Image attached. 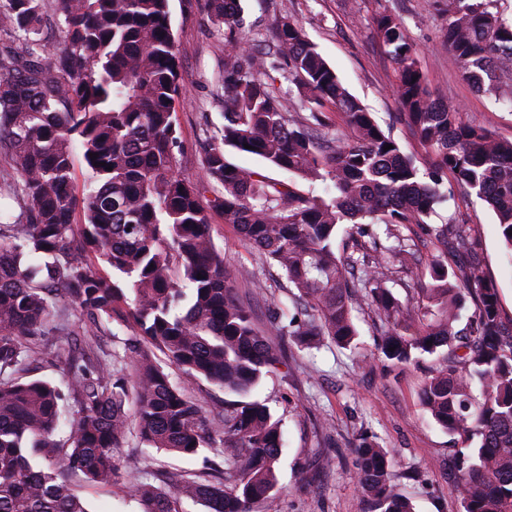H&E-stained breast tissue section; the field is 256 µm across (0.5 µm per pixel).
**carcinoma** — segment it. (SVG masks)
I'll list each match as a JSON object with an SVG mask.
<instances>
[{
	"mask_svg": "<svg viewBox=\"0 0 512 512\" xmlns=\"http://www.w3.org/2000/svg\"><path fill=\"white\" fill-rule=\"evenodd\" d=\"M55 2L50 14L44 0H0V155L7 162L0 196L14 203L0 209V512H88L65 471L92 485L121 480L115 453L128 434L130 401L144 447L202 459L198 469L163 472L169 491L146 479L130 484L141 512H180L184 499L204 501L208 512H274L283 433L255 394L281 363L271 337L304 348L324 338L356 345L359 292L382 328L379 360L441 359L420 400L461 443L453 470L462 512H512V326L470 227L428 223L449 175L495 212L512 259V140L431 97L394 14L373 24L397 70L394 99L428 158L423 168L348 92L299 23L283 18L259 51L236 35L241 0H206L228 29L226 108L199 160L204 178L191 183L177 174L175 102L183 88L169 0ZM501 2L448 0L446 40L466 80L512 103V16ZM52 22L65 39L46 65ZM278 73L297 82L307 113H291L280 100ZM330 105L342 111L351 141L326 132ZM228 148L291 179L234 165ZM78 153L87 172L80 196L73 190ZM213 181L222 190L208 208L277 267L280 287L299 308L275 314L269 337L236 296L234 273L210 236L202 197ZM301 181L325 184V195L301 189ZM344 224L376 231L338 254ZM408 224L443 256L426 267L429 281L416 302L399 300L388 286L420 268L419 250L403 235ZM450 253L465 259L452 279L443 263ZM467 297L475 307L462 327ZM60 303L97 328L112 326L114 338L128 327L135 332L91 367L81 340L71 338L63 388L23 379L27 340L45 334ZM157 350L187 381L236 396L213 415L214 431L202 427L205 402L184 393L157 363ZM120 359L131 363L134 382L117 367ZM67 400L76 407L71 418ZM356 467L366 512H414L386 449L363 439Z\"/></svg>",
	"mask_w": 512,
	"mask_h": 512,
	"instance_id": "cac0c4a2",
	"label": "carcinoma"
}]
</instances>
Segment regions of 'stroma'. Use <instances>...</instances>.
<instances>
[{
	"mask_svg": "<svg viewBox=\"0 0 512 512\" xmlns=\"http://www.w3.org/2000/svg\"><path fill=\"white\" fill-rule=\"evenodd\" d=\"M169 8L183 86L175 105L179 174L195 182L202 175L198 157L223 122L228 30L210 16L205 0H170ZM242 8L239 36L256 48L263 47L281 18L301 23L349 92L369 107L379 125L391 129L404 152L419 159V140L393 97L395 66L372 24L377 14L399 15L417 49L432 97L496 136L512 139V106L473 88L448 52V0H243ZM430 221L473 227L475 249L498 289L502 317L511 321L512 264L504 257L495 214L458 189ZM208 222L225 265L237 275L240 299L256 327L268 331L273 309L284 300L276 286V270L233 233L222 214L209 212ZM354 316L360 333L356 346L340 348L326 340L308 349L283 343L284 364L262 380L260 396L281 420L284 433L277 512H365L355 454L364 438L393 455L395 470L403 476L402 490L415 512H460L448 470L455 443L432 423L419 397L430 362L395 370L384 367L377 359L380 328L366 299L358 300ZM29 345L36 353L31 376L61 382L69 353L66 337L50 333ZM320 455L329 459L321 468L314 463ZM116 462L123 479L107 487H92L71 475L90 512H140L127 492L130 481L160 466H199L198 461L154 449L141 453L133 435Z\"/></svg>",
	"mask_w": 512,
	"mask_h": 512,
	"instance_id": "obj_1",
	"label": "stroma"
}]
</instances>
